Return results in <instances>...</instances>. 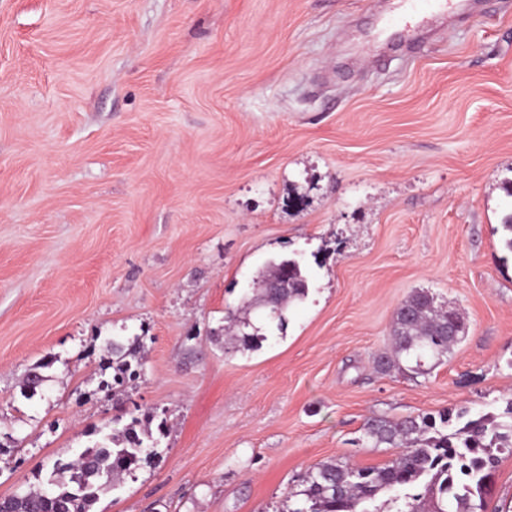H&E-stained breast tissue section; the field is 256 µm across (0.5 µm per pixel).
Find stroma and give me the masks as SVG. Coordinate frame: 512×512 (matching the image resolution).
<instances>
[{
    "label": "stroma",
    "instance_id": "1",
    "mask_svg": "<svg viewBox=\"0 0 512 512\" xmlns=\"http://www.w3.org/2000/svg\"><path fill=\"white\" fill-rule=\"evenodd\" d=\"M398 0H0V499L122 430L157 454L94 512H288L367 419L512 397V0L379 35ZM308 294L224 341L274 259ZM466 319L378 373L414 292ZM142 337L114 390L110 342ZM47 362L33 399L23 380ZM229 319L231 322L230 328H232L231 340L238 343L244 349H253L255 346L259 345L262 340H264V335L259 336V334L254 331H246V329L249 328V321L247 319L238 320L231 317H229Z\"/></svg>",
    "mask_w": 512,
    "mask_h": 512
}]
</instances>
